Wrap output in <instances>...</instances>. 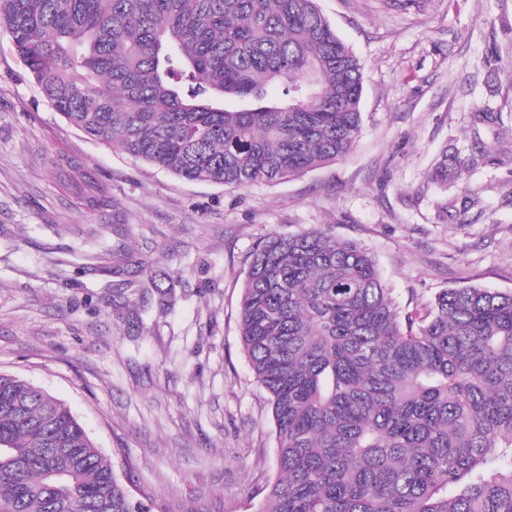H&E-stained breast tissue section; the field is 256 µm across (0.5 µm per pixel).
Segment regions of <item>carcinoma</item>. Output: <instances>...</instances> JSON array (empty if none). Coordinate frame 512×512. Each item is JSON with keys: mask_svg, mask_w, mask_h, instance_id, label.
<instances>
[{"mask_svg": "<svg viewBox=\"0 0 512 512\" xmlns=\"http://www.w3.org/2000/svg\"><path fill=\"white\" fill-rule=\"evenodd\" d=\"M0 31L70 125L187 181L285 180L361 130L363 63L316 0H0ZM239 324L277 442L255 512H512V291L410 310L311 229L254 246ZM0 512L169 510L0 373Z\"/></svg>", "mask_w": 512, "mask_h": 512, "instance_id": "carcinoma-1", "label": "carcinoma"}]
</instances>
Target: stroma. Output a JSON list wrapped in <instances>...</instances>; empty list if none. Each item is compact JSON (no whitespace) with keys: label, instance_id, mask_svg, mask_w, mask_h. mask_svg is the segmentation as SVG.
<instances>
[{"label":"stroma","instance_id":"obj_1","mask_svg":"<svg viewBox=\"0 0 512 512\" xmlns=\"http://www.w3.org/2000/svg\"><path fill=\"white\" fill-rule=\"evenodd\" d=\"M317 6L364 65L361 133L340 160L242 188L90 139L0 33V372L67 403L118 477L170 512H250L276 476L238 326L259 240L329 229L375 256L404 306L512 291V0ZM443 157L444 186L426 178ZM473 192L463 223L443 217ZM124 252L137 264L113 273ZM149 280L145 300L134 284Z\"/></svg>","mask_w":512,"mask_h":512}]
</instances>
